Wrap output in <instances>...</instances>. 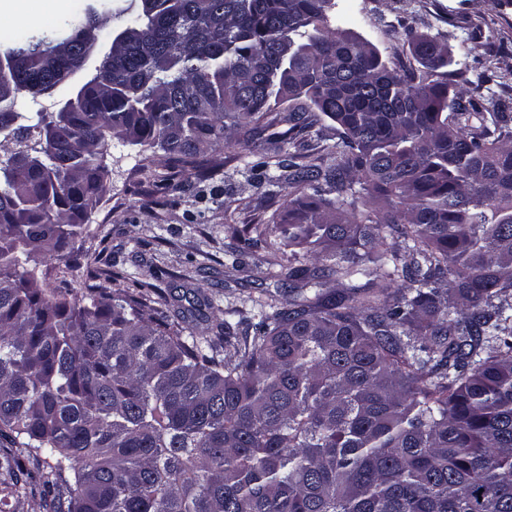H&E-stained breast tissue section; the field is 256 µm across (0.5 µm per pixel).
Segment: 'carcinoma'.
I'll return each instance as SVG.
<instances>
[{
  "mask_svg": "<svg viewBox=\"0 0 512 512\" xmlns=\"http://www.w3.org/2000/svg\"><path fill=\"white\" fill-rule=\"evenodd\" d=\"M103 7L0 44V444L55 459L44 477L0 447V506L33 485L53 512H512V106L483 93L500 75L448 70L408 23L421 68L401 72L331 27L334 0H151L71 111H15L80 68ZM325 120L328 165L309 153ZM109 137L164 153V195L262 145L259 206L288 209L239 254L270 250L288 304L242 336L208 316L200 342L153 284L84 305L40 287L29 262L83 256Z\"/></svg>",
  "mask_w": 512,
  "mask_h": 512,
  "instance_id": "obj_1",
  "label": "carcinoma"
}]
</instances>
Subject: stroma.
<instances>
[{
  "instance_id": "1",
  "label": "stroma",
  "mask_w": 512,
  "mask_h": 512,
  "mask_svg": "<svg viewBox=\"0 0 512 512\" xmlns=\"http://www.w3.org/2000/svg\"><path fill=\"white\" fill-rule=\"evenodd\" d=\"M330 20L332 26L358 33L407 70L418 69L419 63L399 34L404 22L412 23L418 35L447 41L453 49L450 69L469 70L471 79H478L487 65L501 73L512 68V8L492 9L489 0H335ZM471 33L488 47L485 62L459 48ZM104 160L108 190L88 214L83 248L91 255L102 254L103 269L119 278L105 282L93 274L89 284L110 289L156 285L155 308L197 337L211 336L212 331L205 322L183 316L190 300L228 314L233 323L256 314L259 301L268 296L287 302L288 292L267 267L263 250L250 251L242 270L231 267V228L276 224L288 204L281 196L273 205L258 208L263 188L244 171L248 153L227 149L221 154L218 195L201 196L200 183L191 180L176 191L175 203L166 205L146 193L149 183L167 172L161 153L111 138Z\"/></svg>"
}]
</instances>
